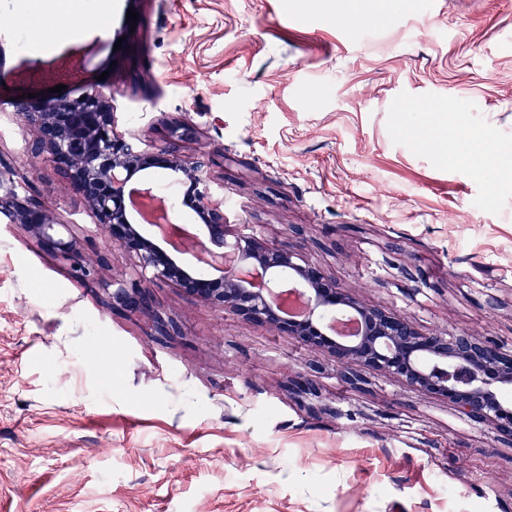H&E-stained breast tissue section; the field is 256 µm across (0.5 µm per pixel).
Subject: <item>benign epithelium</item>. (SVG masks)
Listing matches in <instances>:
<instances>
[{
  "mask_svg": "<svg viewBox=\"0 0 512 512\" xmlns=\"http://www.w3.org/2000/svg\"><path fill=\"white\" fill-rule=\"evenodd\" d=\"M14 109L34 131L31 155L54 164L107 241L133 256L137 268L128 279L104 277L108 254L85 258L79 240L60 232L58 217L22 188L9 168L0 170V215L68 262L84 282L101 287L112 308L145 317L157 339L181 334L153 301L152 285L160 281L326 351L336 375L352 388L366 383L361 368L384 373L447 400L461 418L512 438V404L498 395L500 388L512 386V351L497 340L448 330L421 332L405 316L360 302L301 253L258 238L244 224L229 223L224 203L215 198L208 164L180 155L169 144L148 146L117 134L110 93L92 88L77 97L17 101ZM153 169L179 177L185 186L181 203L196 215L201 236L191 238L172 223L168 206L152 188L126 193L136 174ZM142 223L158 234L145 236ZM189 252L219 275L198 273L178 258ZM330 315L356 316L360 334L337 335L336 325L327 322ZM322 374L321 365L296 373L288 392L301 401L319 397Z\"/></svg>",
  "mask_w": 512,
  "mask_h": 512,
  "instance_id": "benign-epithelium-1",
  "label": "benign epithelium"
}]
</instances>
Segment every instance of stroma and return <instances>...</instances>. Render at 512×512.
Wrapping results in <instances>:
<instances>
[{"instance_id":"35a3bbf8","label":"stroma","mask_w":512,"mask_h":512,"mask_svg":"<svg viewBox=\"0 0 512 512\" xmlns=\"http://www.w3.org/2000/svg\"><path fill=\"white\" fill-rule=\"evenodd\" d=\"M111 2L34 57L0 0V164L86 252L103 239L12 107L59 83H102L118 132L151 144L184 124L230 223L361 302L512 350V0ZM132 184L196 224L176 176ZM152 293L179 336L0 221V512H512L511 438L377 373L357 390L327 370L333 411L310 413L287 381L327 354Z\"/></svg>"}]
</instances>
